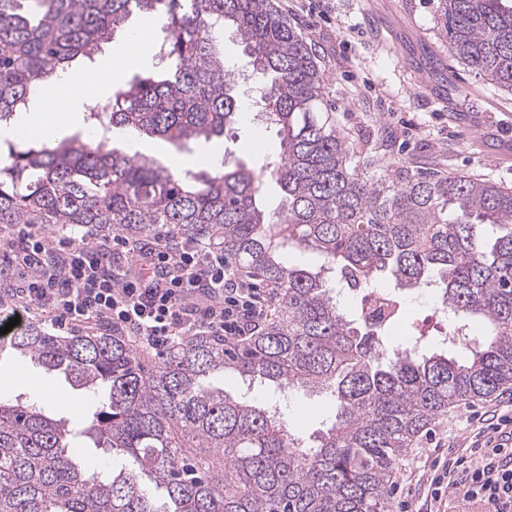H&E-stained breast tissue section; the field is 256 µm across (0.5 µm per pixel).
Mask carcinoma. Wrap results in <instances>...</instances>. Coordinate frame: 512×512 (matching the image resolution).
<instances>
[{
  "label": "carcinoma",
  "mask_w": 512,
  "mask_h": 512,
  "mask_svg": "<svg viewBox=\"0 0 512 512\" xmlns=\"http://www.w3.org/2000/svg\"><path fill=\"white\" fill-rule=\"evenodd\" d=\"M139 13L159 20L163 69L89 100L85 129L56 142L0 140V224L134 240L165 226L217 240L224 260L276 289L273 313L244 344L195 336L152 371L110 329L59 336L30 325L12 336V350L64 374L96 408L75 425L0 399V512H389L398 460L430 423L512 388V187L400 164L369 171V139L355 144L336 127L316 54L274 0H0V126L78 58L123 39ZM435 27L471 72L512 91V5L437 0ZM228 28L264 103L258 119L280 136L278 157L194 171L135 149L149 138L189 152L238 124ZM268 182L280 190L271 215L259 206ZM292 247L321 264L288 263ZM331 273L362 288L384 277L397 295L432 283L484 334L463 362L391 352L385 327L333 299ZM226 371L328 394L331 425L306 442L277 412L203 385ZM84 447L131 466L83 467Z\"/></svg>",
  "instance_id": "1"
}]
</instances>
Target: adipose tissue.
Segmentation results:
<instances>
[{"label":"adipose tissue","instance_id":"adipose-tissue-1","mask_svg":"<svg viewBox=\"0 0 512 512\" xmlns=\"http://www.w3.org/2000/svg\"><path fill=\"white\" fill-rule=\"evenodd\" d=\"M150 24H140L136 29L134 44H126L109 50L98 62L99 82L96 94L105 97L111 94L120 81L126 67L142 65L149 61ZM88 96L84 90L81 74H67L59 83L45 87L32 108L14 128H0V138L19 135L50 140L61 138L84 126V115Z\"/></svg>","mask_w":512,"mask_h":512}]
</instances>
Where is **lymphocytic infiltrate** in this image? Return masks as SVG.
Instances as JSON below:
<instances>
[{"mask_svg":"<svg viewBox=\"0 0 512 512\" xmlns=\"http://www.w3.org/2000/svg\"><path fill=\"white\" fill-rule=\"evenodd\" d=\"M117 252L123 262L114 260ZM12 278L14 306L47 317L55 330L105 326L152 349L201 334L240 341L255 332L268 304L265 292L238 281L223 252L166 237L52 242L21 224L0 242V279ZM467 429L465 452L436 449L407 481L435 510L453 489L467 512L476 504L483 512H512V409L473 413Z\"/></svg>","mask_w":512,"mask_h":512,"instance_id":"1","label":"lymphocytic infiltrate"}]
</instances>
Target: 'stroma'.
<instances>
[{
    "mask_svg": "<svg viewBox=\"0 0 512 512\" xmlns=\"http://www.w3.org/2000/svg\"><path fill=\"white\" fill-rule=\"evenodd\" d=\"M316 50L325 79V97L345 136L373 137L381 162L396 161L411 168L434 169L444 174L491 177L512 186V155L500 144L512 141V92L493 88L456 60L435 29V0H275ZM430 82L420 86L418 73ZM455 93L466 103L468 129L449 123L438 103L439 95ZM221 163L227 168L253 164L279 151L275 129L242 123L226 132ZM448 318L435 289L419 288L404 296L400 321L388 333L399 348L449 349ZM85 400L64 376L48 373L9 351L0 352V395L38 403L46 415L59 418L57 403L36 401L34 392ZM224 390L234 398H247L281 407L290 430L307 437L321 428L328 414L326 394H296L268 386L246 387L240 377L225 374ZM512 401L503 392L470 401L439 418L418 438L420 448L435 447L445 437L451 420L465 421L472 412L492 410Z\"/></svg>",
    "mask_w": 512,
    "mask_h": 512,
    "instance_id": "obj_1",
    "label": "stroma"
}]
</instances>
